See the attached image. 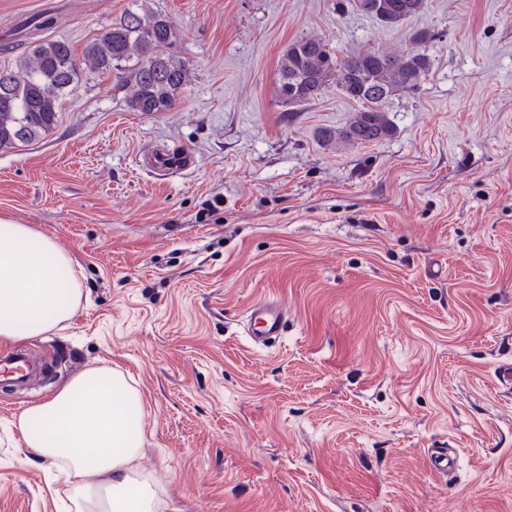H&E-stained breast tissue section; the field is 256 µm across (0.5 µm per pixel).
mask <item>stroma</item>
Instances as JSON below:
<instances>
[{
    "label": "stroma",
    "instance_id": "35a3bbf8",
    "mask_svg": "<svg viewBox=\"0 0 512 512\" xmlns=\"http://www.w3.org/2000/svg\"><path fill=\"white\" fill-rule=\"evenodd\" d=\"M426 2L390 27L349 0H150L187 66L170 111L87 68L53 130L0 149V218L53 237L82 288L21 340L47 382L0 390V512H66L16 421L95 368L142 395L160 512H512V0ZM128 4L0 0V35L52 11L42 39L79 52ZM417 30L431 65L388 138H335L356 107L335 83L279 97L298 38L399 54ZM173 148L194 165H144ZM264 297L288 322L256 348ZM286 311L278 299L253 303L245 314V336L254 347H266L283 334ZM456 455L457 452L455 448H432L429 451L430 466L438 473L447 474L454 468Z\"/></svg>",
    "mask_w": 512,
    "mask_h": 512
}]
</instances>
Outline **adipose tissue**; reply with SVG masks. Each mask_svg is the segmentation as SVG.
Wrapping results in <instances>:
<instances>
[{
  "label": "adipose tissue",
  "mask_w": 512,
  "mask_h": 512,
  "mask_svg": "<svg viewBox=\"0 0 512 512\" xmlns=\"http://www.w3.org/2000/svg\"><path fill=\"white\" fill-rule=\"evenodd\" d=\"M81 294L72 259L53 238L0 219V339L60 328ZM17 427L40 457L58 462L74 512H159L157 488L135 467L144 443L141 394L121 371L75 377L22 412Z\"/></svg>",
  "instance_id": "adipose-tissue-1"
}]
</instances>
